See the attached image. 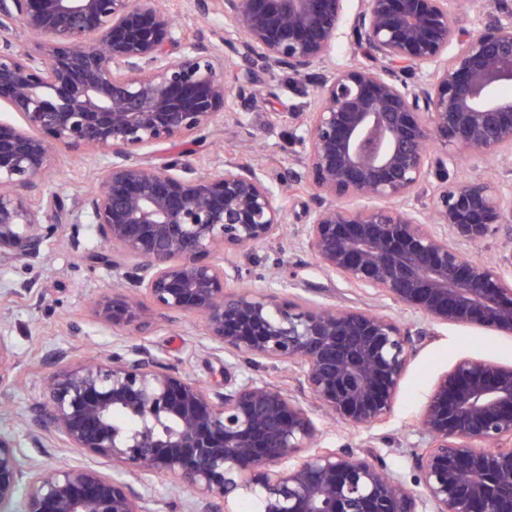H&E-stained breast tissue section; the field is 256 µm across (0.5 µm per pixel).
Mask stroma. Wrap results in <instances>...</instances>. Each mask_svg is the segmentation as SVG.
Returning a JSON list of instances; mask_svg holds the SVG:
<instances>
[{"label":"stroma","mask_w":512,"mask_h":512,"mask_svg":"<svg viewBox=\"0 0 512 512\" xmlns=\"http://www.w3.org/2000/svg\"><path fill=\"white\" fill-rule=\"evenodd\" d=\"M198 0H165L180 32L192 40L219 49L223 43L224 5L207 0L199 10ZM267 88L259 92L243 122L232 113L219 115L207 141L193 145L195 165H221L227 161L248 163L275 177L300 170L298 148L290 140L287 125L276 118L280 112H301L306 96L290 89L288 73L275 72L265 78ZM100 160L90 152H61L50 171L37 182L31 200L54 193L76 203L94 185ZM307 192L289 197L288 233L256 247L249 259H240L244 287L261 292L273 273H296L294 285L283 296H304L331 307L369 308L400 324L422 326L416 314L401 310L332 278L316 268L311 255L296 243L295 234L305 223ZM63 236L48 237L39 258L17 261L0 257V336L13 352L11 385L0 388V429L12 431L20 448H28L23 423L39 396L43 379L52 371L51 353L67 352L72 363L146 344L163 361L189 379L208 385L224 380L222 352L213 350L202 319L193 318L151 335H114L92 315L91 301L112 288H127L121 271L98 263L100 249L86 213L75 211L63 218ZM474 358L512 364V336L480 328L438 326L412 357L401 382L394 407L386 423L356 427L318 419L323 448H349L355 453H374L385 458L393 473L413 483L411 447L423 446L418 423L439 377L458 360Z\"/></svg>","instance_id":"stroma-1"}]
</instances>
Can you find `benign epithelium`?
<instances>
[{
	"instance_id": "1",
	"label": "benign epithelium",
	"mask_w": 512,
	"mask_h": 512,
	"mask_svg": "<svg viewBox=\"0 0 512 512\" xmlns=\"http://www.w3.org/2000/svg\"><path fill=\"white\" fill-rule=\"evenodd\" d=\"M224 51L183 44L161 0H0V32L19 24L38 41H0V257L33 259L57 194L28 195L60 150L97 152L98 188L81 200L100 243L96 259L125 269L134 291L93 302L115 332L200 317L235 359L224 382L182 376L143 345L70 365L58 351L44 399L25 421L33 448H66L112 463L46 468L0 432V512H160L165 476L193 494L191 512H512V365L462 359L441 375L412 453L419 497L373 454L318 448L314 412L353 426L383 424L411 357L432 325L512 335V247L495 259L461 249L496 234L512 243V181L460 179L512 157V0H223ZM349 23L370 63L328 64ZM288 72L312 91L307 112H279L303 171L276 183L228 161L199 170L190 151L135 158L162 143H195L216 117L254 103L262 76ZM309 190L300 245L328 276L420 315L412 329L365 308L241 286L248 254L282 234L291 183ZM429 197L430 205L422 206ZM13 354L0 336V385ZM271 367L297 389L240 378ZM129 419L114 421V415Z\"/></svg>"
}]
</instances>
